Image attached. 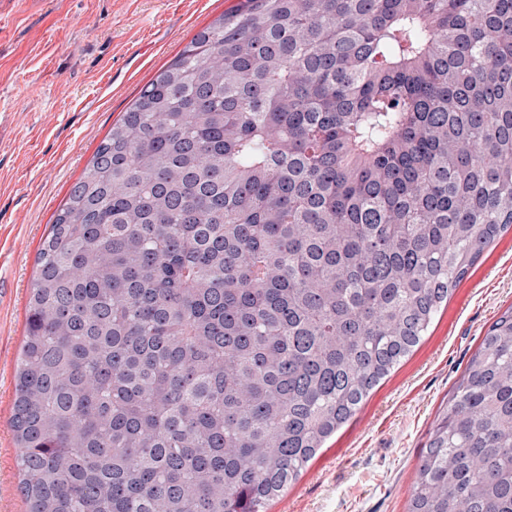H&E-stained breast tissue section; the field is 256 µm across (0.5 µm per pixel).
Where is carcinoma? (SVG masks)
Listing matches in <instances>:
<instances>
[{
  "label": "carcinoma",
  "instance_id": "obj_1",
  "mask_svg": "<svg viewBox=\"0 0 512 512\" xmlns=\"http://www.w3.org/2000/svg\"><path fill=\"white\" fill-rule=\"evenodd\" d=\"M512 229V0H246L96 148L38 253L27 512H266ZM408 512H512V308Z\"/></svg>",
  "mask_w": 512,
  "mask_h": 512
}]
</instances>
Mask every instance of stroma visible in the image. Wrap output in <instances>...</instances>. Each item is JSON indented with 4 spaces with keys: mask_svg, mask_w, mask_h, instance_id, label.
Instances as JSON below:
<instances>
[{
    "mask_svg": "<svg viewBox=\"0 0 512 512\" xmlns=\"http://www.w3.org/2000/svg\"><path fill=\"white\" fill-rule=\"evenodd\" d=\"M245 0H0V512H26L14 375L36 258L97 146L141 88ZM512 308V231L486 248L412 354L267 512H407L437 416Z\"/></svg>",
    "mask_w": 512,
    "mask_h": 512,
    "instance_id": "35a3bbf8",
    "label": "stroma"
}]
</instances>
